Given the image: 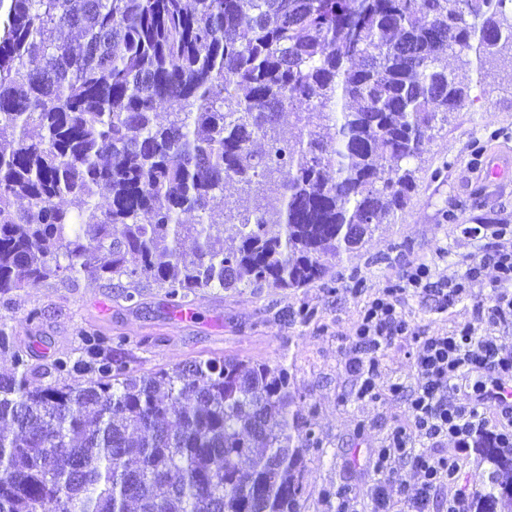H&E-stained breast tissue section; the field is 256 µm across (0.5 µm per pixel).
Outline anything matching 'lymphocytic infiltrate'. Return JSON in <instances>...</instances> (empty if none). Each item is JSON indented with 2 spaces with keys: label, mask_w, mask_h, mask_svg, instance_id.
Wrapping results in <instances>:
<instances>
[{
  "label": "lymphocytic infiltrate",
  "mask_w": 512,
  "mask_h": 512,
  "mask_svg": "<svg viewBox=\"0 0 512 512\" xmlns=\"http://www.w3.org/2000/svg\"><path fill=\"white\" fill-rule=\"evenodd\" d=\"M496 278L488 300L474 303L468 320L451 332L419 330L398 309V298L409 292L432 296L439 309L451 308L469 296L470 284L483 267ZM512 333V250L486 253L480 263L462 274L435 278L430 265L411 263L392 287L375 291L364 308L351 342L349 371L356 397L404 399L408 414L367 456L374 476L368 492L342 484L333 493L336 512H359L362 495H369L373 512H430L436 492L453 482L460 469V453L470 444L485 442L512 453V348L503 343ZM414 349L415 382L381 384L380 353L397 342ZM470 391L468 402L458 395ZM413 478L404 480L401 466Z\"/></svg>",
  "instance_id": "lymphocytic-infiltrate-1"
}]
</instances>
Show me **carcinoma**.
<instances>
[{"label": "carcinoma", "mask_w": 512, "mask_h": 512, "mask_svg": "<svg viewBox=\"0 0 512 512\" xmlns=\"http://www.w3.org/2000/svg\"><path fill=\"white\" fill-rule=\"evenodd\" d=\"M504 45L506 0H0V296L84 272L184 304L319 282L407 206L408 164L464 106L448 52ZM124 345L92 336L51 363L77 379L33 388L0 329V512H300L315 440L288 368L139 375ZM482 453L476 512H512V457Z\"/></svg>", "instance_id": "obj_1"}]
</instances>
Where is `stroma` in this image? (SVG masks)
I'll list each match as a JSON object with an SVG mask.
<instances>
[{
	"label": "stroma",
	"instance_id": "1",
	"mask_svg": "<svg viewBox=\"0 0 512 512\" xmlns=\"http://www.w3.org/2000/svg\"><path fill=\"white\" fill-rule=\"evenodd\" d=\"M448 69L470 79L465 106L452 113L413 166L416 188L404 212L381 225L357 252L333 263L324 281L297 288H213L201 292L187 318L164 289H141L124 298L118 282L80 276L77 283L46 282L0 297V325L31 350L33 385L56 382L54 358H84L90 336H122L119 355L148 374L192 360L235 356L281 363L291 375L295 408L306 414L318 440L306 462L301 512H335L326 492L347 481L367 489L374 477L356 464L378 447L405 416L403 400H358L346 370L357 320L377 287L406 265L423 260L436 276L464 272L489 250H512V182L479 179L494 148L512 149V52L476 63L471 52L454 53ZM38 309L42 316L29 321ZM399 309L420 328L445 334L470 315V300L444 311L432 297L409 293ZM385 383L414 382L413 349L400 342L379 356Z\"/></svg>",
	"mask_w": 512,
	"mask_h": 512
}]
</instances>
